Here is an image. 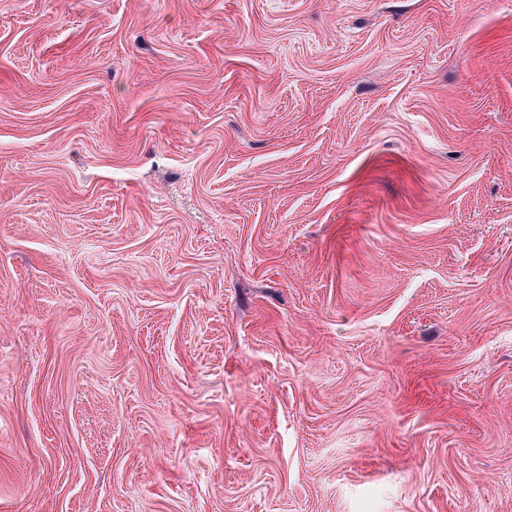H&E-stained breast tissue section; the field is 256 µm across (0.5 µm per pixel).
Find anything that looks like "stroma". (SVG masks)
Instances as JSON below:
<instances>
[{
    "instance_id": "stroma-1",
    "label": "stroma",
    "mask_w": 512,
    "mask_h": 512,
    "mask_svg": "<svg viewBox=\"0 0 512 512\" xmlns=\"http://www.w3.org/2000/svg\"><path fill=\"white\" fill-rule=\"evenodd\" d=\"M0 512H512V0H0Z\"/></svg>"
}]
</instances>
